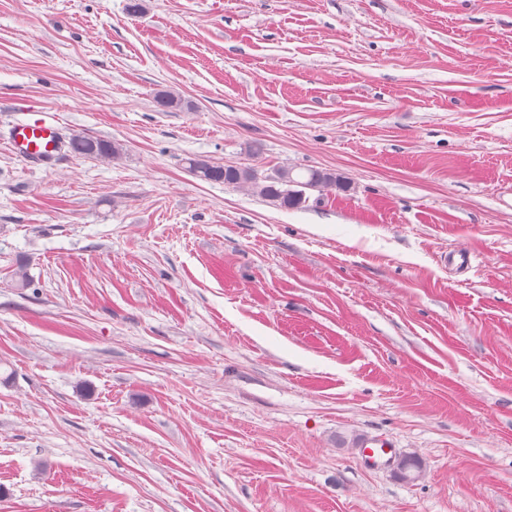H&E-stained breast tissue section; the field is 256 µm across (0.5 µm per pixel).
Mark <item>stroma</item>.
Here are the masks:
<instances>
[{"label":"stroma","mask_w":512,"mask_h":512,"mask_svg":"<svg viewBox=\"0 0 512 512\" xmlns=\"http://www.w3.org/2000/svg\"><path fill=\"white\" fill-rule=\"evenodd\" d=\"M126 3L0 0V512H512V0ZM37 116L13 124L8 131V142L21 160L48 167L62 155L64 137L51 117ZM68 141L73 153L82 158L115 161L122 156L121 146L107 139L75 135ZM188 171L198 179L208 182H222L225 185L246 189L250 193L274 204L280 208L302 209L308 206V203L300 202L296 199H281L278 204L271 201L270 198L276 194L278 184L274 181L279 176H285L287 180L309 186V191L317 190L323 192L324 188L335 189L338 192H346V187L339 186L344 180L336 175V183H324L326 170L322 169H306V175L294 174V169L278 168L271 175H259L255 168L238 166V175L230 174L229 169L224 164L216 163L203 156L190 157L185 162ZM307 204V205H306ZM364 448L366 449L361 454L362 460L376 467L385 465L396 453V448L393 447L392 443L384 440L367 442Z\"/></svg>","instance_id":"35a3bbf8"}]
</instances>
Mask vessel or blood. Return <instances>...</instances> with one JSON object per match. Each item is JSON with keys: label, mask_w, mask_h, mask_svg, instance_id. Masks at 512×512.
I'll list each match as a JSON object with an SVG mask.
<instances>
[{"label": "vessel or blood", "mask_w": 512, "mask_h": 512, "mask_svg": "<svg viewBox=\"0 0 512 512\" xmlns=\"http://www.w3.org/2000/svg\"><path fill=\"white\" fill-rule=\"evenodd\" d=\"M64 137L60 127L48 116H38L15 123L8 131L12 152L21 160L37 166H51L63 153ZM396 453L391 442L372 441L362 453L365 463L385 465Z\"/></svg>", "instance_id": "b4317fda"}]
</instances>
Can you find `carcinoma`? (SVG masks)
I'll return each instance as SVG.
<instances>
[{
	"label": "carcinoma",
	"mask_w": 512,
	"mask_h": 512,
	"mask_svg": "<svg viewBox=\"0 0 512 512\" xmlns=\"http://www.w3.org/2000/svg\"><path fill=\"white\" fill-rule=\"evenodd\" d=\"M156 103L162 111L179 108L183 105L181 98L170 91L158 93ZM69 145L73 153L82 158L115 161L122 156V148L119 144L90 135H75L69 138ZM186 164L188 171L198 179L208 182H222L228 186L243 188L267 202L278 190L275 178L279 176H284L298 184L307 185L311 191L322 192L326 188H335L339 192L346 191L344 186L338 187L334 184L325 183L326 171L322 169H308L306 174L297 175L292 168H279L271 175L261 176L254 168L240 166L238 167V175L233 176L224 165L203 156L191 157L187 159ZM422 471V461L414 454L404 455L397 460L396 473L398 474L408 472L417 479Z\"/></svg>",
	"instance_id": "carcinoma-1"
}]
</instances>
